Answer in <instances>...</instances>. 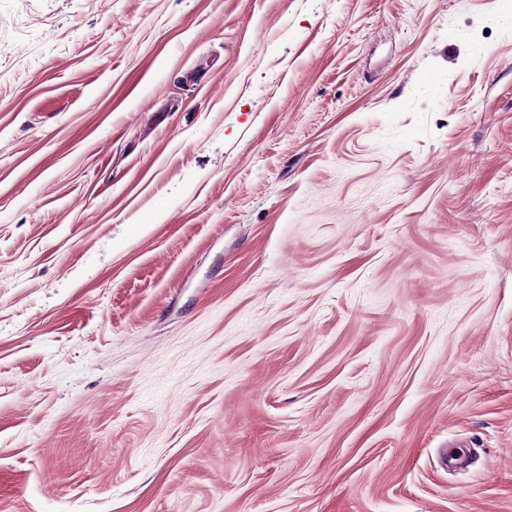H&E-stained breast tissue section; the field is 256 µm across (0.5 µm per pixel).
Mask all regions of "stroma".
I'll return each mask as SVG.
<instances>
[{"label": "stroma", "mask_w": 512, "mask_h": 512, "mask_svg": "<svg viewBox=\"0 0 512 512\" xmlns=\"http://www.w3.org/2000/svg\"><path fill=\"white\" fill-rule=\"evenodd\" d=\"M0 512H512V0H0Z\"/></svg>", "instance_id": "stroma-1"}]
</instances>
